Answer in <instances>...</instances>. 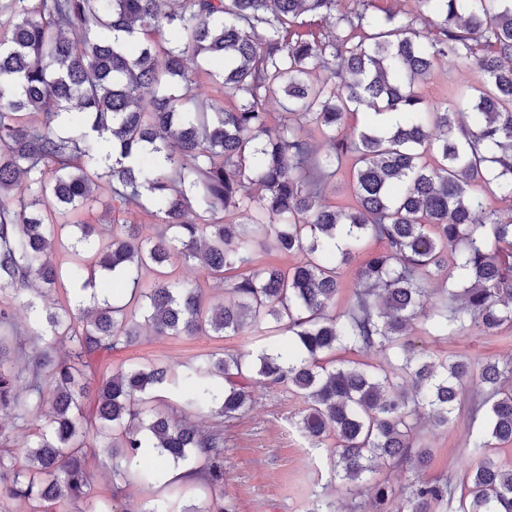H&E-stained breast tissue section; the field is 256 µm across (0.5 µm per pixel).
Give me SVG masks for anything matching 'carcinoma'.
Masks as SVG:
<instances>
[{
  "mask_svg": "<svg viewBox=\"0 0 512 512\" xmlns=\"http://www.w3.org/2000/svg\"><path fill=\"white\" fill-rule=\"evenodd\" d=\"M383 16L373 0H0V292L26 295L47 335L66 345L11 358L0 306V512H70L88 501L87 462H112V496L155 474L132 475L142 449L192 465L205 493L190 509L235 512L224 497L226 420L258 392L282 388L306 404L297 421L328 448L332 479L373 512H512V469L487 449L512 442V363L436 358L409 328L430 336L512 330V0H413ZM331 24L322 41L301 16ZM224 69L191 72L188 53ZM474 64L478 85L428 106L416 91L434 64ZM217 96L198 102L200 78ZM279 86L278 123L264 106ZM236 105L224 108V99ZM372 120L351 139L347 120ZM475 111L474 124L466 110ZM388 112L403 121L390 129ZM38 119L30 120L31 115ZM329 143L314 155L309 133ZM351 169L352 202L328 205L325 183ZM112 211L151 208L160 229L89 224L96 192ZM509 203L495 208L489 197ZM382 243L365 251L366 242ZM74 256L65 270L52 255ZM261 253L300 260L282 268ZM364 255L348 310L336 313L342 270ZM199 263L202 279L171 276ZM151 268L157 278L141 281ZM131 280L127 301L99 292L98 277ZM77 304L49 306L63 278ZM436 288L429 289L430 283ZM230 300L208 303L205 290ZM290 336L257 354L214 352L184 371L162 362L100 371L112 353L153 336L223 338L268 325ZM377 349L379 367L329 358L338 348ZM27 375L29 396L17 392ZM188 385L184 405L214 424L176 419L157 393ZM481 397L483 429L467 444L474 464L456 481L415 480L398 490L385 470L426 467L420 428L448 425L465 390ZM42 417L23 443L7 420Z\"/></svg>",
  "mask_w": 512,
  "mask_h": 512,
  "instance_id": "1",
  "label": "carcinoma"
}]
</instances>
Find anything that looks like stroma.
Wrapping results in <instances>:
<instances>
[{
  "instance_id": "stroma-1",
  "label": "stroma",
  "mask_w": 512,
  "mask_h": 512,
  "mask_svg": "<svg viewBox=\"0 0 512 512\" xmlns=\"http://www.w3.org/2000/svg\"><path fill=\"white\" fill-rule=\"evenodd\" d=\"M476 67L459 68L438 61L431 76L417 86L425 103L435 104L453 99L454 95L478 83ZM12 306L20 331L15 344L14 362L22 364L33 348L49 344V337L37 334L29 320L22 297L0 294V304ZM412 340L417 347L441 355H460L473 362L489 360L506 363L512 360V331L485 336L477 331L432 340L420 328H413ZM269 336L245 332L221 339L207 335L186 337H147L131 348L113 353L110 371L164 361L179 367L198 362L218 350L259 352ZM472 397H465L460 411L447 427L424 428L423 438L431 450L428 468L421 476L432 479L444 475L459 476L470 466L464 452L471 433L481 429L484 412H472ZM304 407L301 397L282 390L258 393L252 410L224 425V493L236 506V512H307L314 495L323 493L336 502L337 512H349L354 499L342 482H331L329 459L325 449L310 447L293 424ZM93 493L110 501L112 512H153L166 500L161 483L147 488L127 486L125 493L112 497V465L91 461L89 466Z\"/></svg>"
}]
</instances>
